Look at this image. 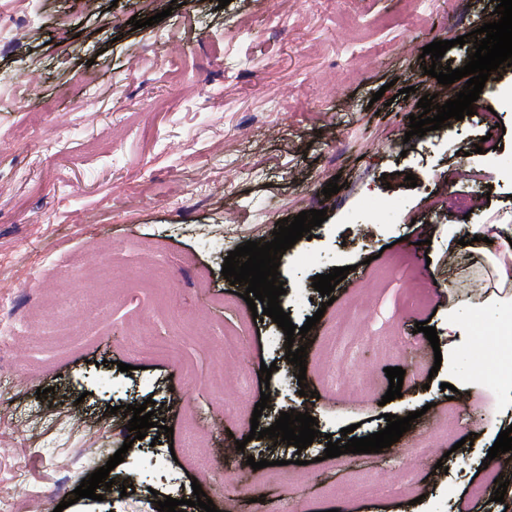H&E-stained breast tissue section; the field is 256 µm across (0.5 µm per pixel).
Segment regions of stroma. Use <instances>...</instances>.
I'll use <instances>...</instances> for the list:
<instances>
[{"instance_id": "stroma-1", "label": "stroma", "mask_w": 512, "mask_h": 512, "mask_svg": "<svg viewBox=\"0 0 512 512\" xmlns=\"http://www.w3.org/2000/svg\"><path fill=\"white\" fill-rule=\"evenodd\" d=\"M163 4L170 16L132 29L131 17ZM494 9L493 0H0V17H35L0 51V322L15 331L0 337V486L16 487L13 512H28L33 497L44 512L62 502L65 512H158L154 496L191 499L196 473L177 461L187 409L214 479L203 490L223 512H512V451L484 462L512 426V385L491 342L512 325V253L501 250L512 238V68L497 81L496 127L473 115L407 135L420 97L442 105L461 88L425 74L424 46L452 41L442 61L463 67L473 46L455 38ZM30 70L42 97L59 101L52 116L29 109ZM486 135L494 149L476 151ZM335 178L341 190L324 197ZM310 209L325 221L279 266L293 324L322 315L295 340L307 348L301 369L285 357L282 329L254 319L245 284L221 271L225 240L271 241L278 220ZM101 243L114 250L111 270L76 273ZM395 255L429 283L424 309L407 305L416 284L394 271ZM344 266L323 306L313 276ZM423 321L439 349L416 332ZM338 326L346 339L324 355ZM228 333L240 340L233 358ZM437 356V374L413 373ZM264 363L275 366L266 384ZM389 367L405 375L401 398L387 403ZM49 387L99 417L96 438L54 424L33 439L13 424L14 408L39 406L37 389ZM266 389L260 428L306 412L318 421L312 445L250 439ZM147 399L155 425L137 441L124 407ZM416 410L382 452L325 457L342 428L362 438L385 428V414ZM89 447L99 454L88 463ZM122 447L102 500L75 499ZM251 457L268 467L252 469ZM499 477L509 486L497 502Z\"/></svg>"}]
</instances>
